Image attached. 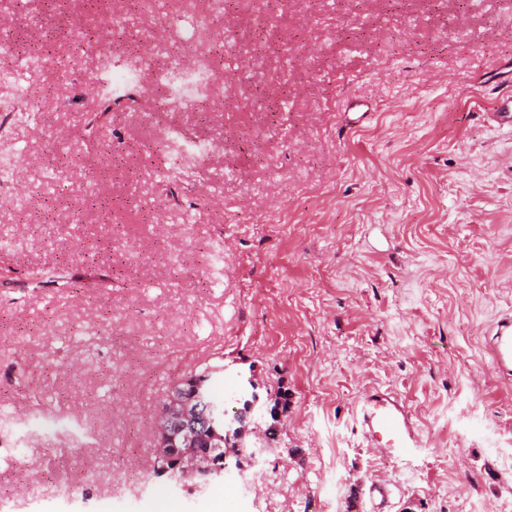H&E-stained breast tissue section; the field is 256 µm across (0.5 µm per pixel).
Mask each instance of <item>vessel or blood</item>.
I'll return each mask as SVG.
<instances>
[{"mask_svg": "<svg viewBox=\"0 0 512 512\" xmlns=\"http://www.w3.org/2000/svg\"><path fill=\"white\" fill-rule=\"evenodd\" d=\"M488 351L499 377L512 379V315L499 319L488 333ZM362 427L371 447L390 457L408 454L420 442L403 408L389 397L368 394L362 408Z\"/></svg>", "mask_w": 512, "mask_h": 512, "instance_id": "obj_1", "label": "vessel or blood"}]
</instances>
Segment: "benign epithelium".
I'll list each match as a JSON object with an SVG mask.
<instances>
[{
	"label": "benign epithelium",
	"mask_w": 512,
	"mask_h": 512,
	"mask_svg": "<svg viewBox=\"0 0 512 512\" xmlns=\"http://www.w3.org/2000/svg\"><path fill=\"white\" fill-rule=\"evenodd\" d=\"M181 383L185 387H173L159 413L160 448L157 460L162 465L157 470L162 474L171 466L182 478L189 479L212 471L213 459L207 450L185 449L183 445L191 441L196 433L206 429L212 431L214 426L209 417L208 394L200 391L201 382L186 376ZM247 384L250 391L239 395L244 407L236 409L231 415L224 414L226 448L240 447V440L246 435L255 416H262L267 412L271 418H277L276 408H264L254 376L247 378Z\"/></svg>",
	"instance_id": "obj_1"
}]
</instances>
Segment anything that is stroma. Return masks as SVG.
<instances>
[{"instance_id":"1","label":"stroma","mask_w":512,"mask_h":512,"mask_svg":"<svg viewBox=\"0 0 512 512\" xmlns=\"http://www.w3.org/2000/svg\"><path fill=\"white\" fill-rule=\"evenodd\" d=\"M205 9L0 0V40L75 63L0 80V105L48 91L0 131V512H372L373 482L385 512H512V381L486 350L512 312V129L489 117L512 0H232L198 108L145 81L87 137L110 14L113 48L160 65L198 37L166 15ZM172 128L214 152L165 202ZM217 362V399L248 371L286 394L277 443L205 487L154 478L157 413ZM373 391L419 448L369 450Z\"/></svg>"}]
</instances>
